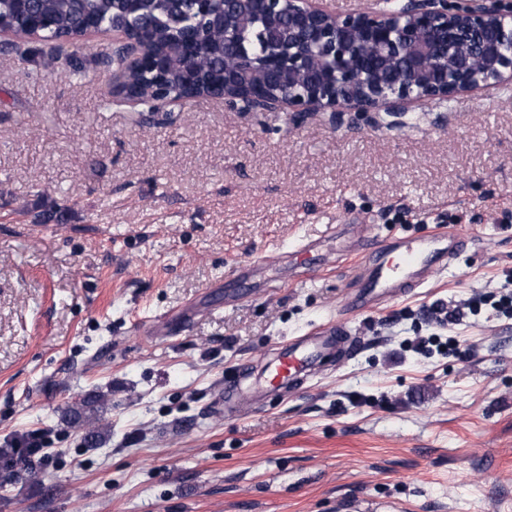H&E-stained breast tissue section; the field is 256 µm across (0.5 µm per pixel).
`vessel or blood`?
Instances as JSON below:
<instances>
[{
  "mask_svg": "<svg viewBox=\"0 0 512 512\" xmlns=\"http://www.w3.org/2000/svg\"><path fill=\"white\" fill-rule=\"evenodd\" d=\"M361 245L368 253L359 268V289L345 302L346 310L352 313L422 286L429 268L448 265L464 248L457 233L444 226L425 237H401L383 244L376 239L372 226L365 224L361 227ZM340 348L341 339L330 327L291 337L265 365L252 390L264 393L295 387Z\"/></svg>",
  "mask_w": 512,
  "mask_h": 512,
  "instance_id": "1",
  "label": "vessel or blood"
}]
</instances>
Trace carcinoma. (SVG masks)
Listing matches in <instances>:
<instances>
[{"label": "carcinoma", "instance_id": "carcinoma-1", "mask_svg": "<svg viewBox=\"0 0 512 512\" xmlns=\"http://www.w3.org/2000/svg\"><path fill=\"white\" fill-rule=\"evenodd\" d=\"M253 19L242 27L229 45L236 54L243 43L250 55L260 56L267 47L257 37L261 29L259 5L252 6ZM224 14V0L200 4L194 0H30L23 8L17 0H0V28L10 32L14 41L5 49L21 57L35 58L42 53L37 44L49 47L48 63L65 57L69 79L85 76L81 61V38L88 30L112 28L115 21L123 22L136 34H143V61L137 67L119 71L116 82L126 95L144 98L146 112L158 111L149 99L156 91L168 97H200L224 84V29L214 26L213 15ZM199 45L205 53L193 56L175 49ZM199 73L189 83L185 72ZM100 399L88 396L72 409L75 423L85 429L84 438L93 441L91 417L98 410Z\"/></svg>", "mask_w": 512, "mask_h": 512}]
</instances>
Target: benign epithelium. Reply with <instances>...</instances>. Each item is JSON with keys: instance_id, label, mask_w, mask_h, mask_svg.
<instances>
[{"instance_id": "1", "label": "benign epithelium", "mask_w": 512, "mask_h": 512, "mask_svg": "<svg viewBox=\"0 0 512 512\" xmlns=\"http://www.w3.org/2000/svg\"><path fill=\"white\" fill-rule=\"evenodd\" d=\"M264 41L280 37L281 13L288 12V56L273 59L264 75L288 73V94H272L254 105L256 90L239 97L227 88L255 76L242 53L224 70V90L209 97L242 112L286 108L298 117L315 112L359 116L385 113L403 125L407 104L457 95L512 82V8L501 0H475L452 9L448 0H408L401 10L374 6L344 16L320 0H261ZM393 71L387 80L363 65L369 56Z\"/></svg>"}]
</instances>
